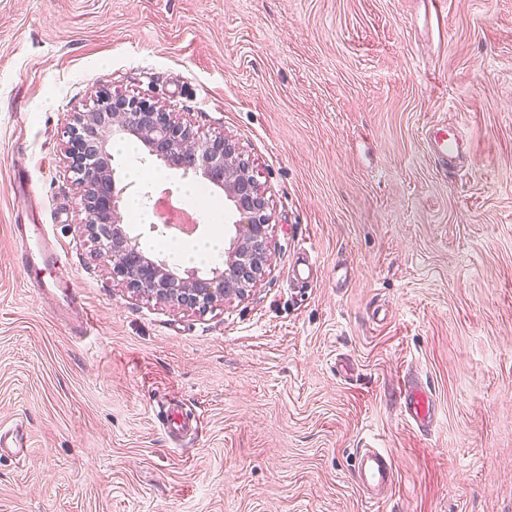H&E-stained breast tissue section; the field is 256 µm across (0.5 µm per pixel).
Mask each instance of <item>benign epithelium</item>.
I'll return each mask as SVG.
<instances>
[{
	"label": "benign epithelium",
	"instance_id": "benign-epithelium-1",
	"mask_svg": "<svg viewBox=\"0 0 512 512\" xmlns=\"http://www.w3.org/2000/svg\"><path fill=\"white\" fill-rule=\"evenodd\" d=\"M125 136L136 137L147 155L164 166L224 192L238 214L234 234L224 248V265L182 276L126 231L120 202L128 186L121 184L107 151L112 138ZM67 137L65 162L82 189L86 213L81 234L110 259L112 278L121 279L134 293L190 309L242 298L257 283L268 262L270 218L264 192L231 140L207 138L160 106L107 92L97 96L90 111L78 114Z\"/></svg>",
	"mask_w": 512,
	"mask_h": 512
}]
</instances>
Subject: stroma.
<instances>
[{
  "mask_svg": "<svg viewBox=\"0 0 512 512\" xmlns=\"http://www.w3.org/2000/svg\"><path fill=\"white\" fill-rule=\"evenodd\" d=\"M104 88L236 143L271 218L244 298L130 292L80 236L63 144ZM443 112L471 143L460 172L424 144ZM136 159L127 198L172 193L196 238L233 235L230 207ZM32 203L70 255L46 282L94 316L84 339L15 260ZM303 246L322 275L296 288ZM415 382L427 433L404 416ZM158 396L203 431L174 444ZM17 421L36 453L0 459V512H512V0H0V423ZM368 446L396 469L381 502L352 478Z\"/></svg>",
  "mask_w": 512,
  "mask_h": 512,
  "instance_id": "1",
  "label": "stroma"
}]
</instances>
